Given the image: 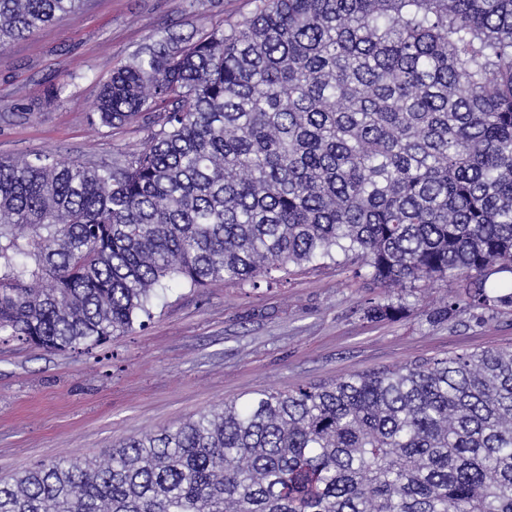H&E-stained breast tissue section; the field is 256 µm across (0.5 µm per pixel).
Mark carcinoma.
Here are the masks:
<instances>
[{"mask_svg":"<svg viewBox=\"0 0 512 512\" xmlns=\"http://www.w3.org/2000/svg\"><path fill=\"white\" fill-rule=\"evenodd\" d=\"M254 3L112 71L93 122L141 149L0 158V343L89 350L173 283L327 263L448 283L437 322L512 312V0ZM82 4L0 0V56ZM0 512H512V351L259 390L0 481Z\"/></svg>","mask_w":512,"mask_h":512,"instance_id":"obj_1","label":"carcinoma"}]
</instances>
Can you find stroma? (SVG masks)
Wrapping results in <instances>:
<instances>
[{
    "label": "stroma",
    "instance_id": "1",
    "mask_svg": "<svg viewBox=\"0 0 512 512\" xmlns=\"http://www.w3.org/2000/svg\"><path fill=\"white\" fill-rule=\"evenodd\" d=\"M253 0H85L0 57V156L50 153L111 161L140 149L147 130L92 124L100 85L152 34L180 24L203 35L249 15ZM448 284L424 286L400 320L369 323L357 310L379 296L335 268L296 273L273 288L181 284L160 293L144 328L85 352L0 344V478L60 457L95 459L215 410L257 389L331 382L417 358L512 349V313L430 322Z\"/></svg>",
    "mask_w": 512,
    "mask_h": 512
}]
</instances>
